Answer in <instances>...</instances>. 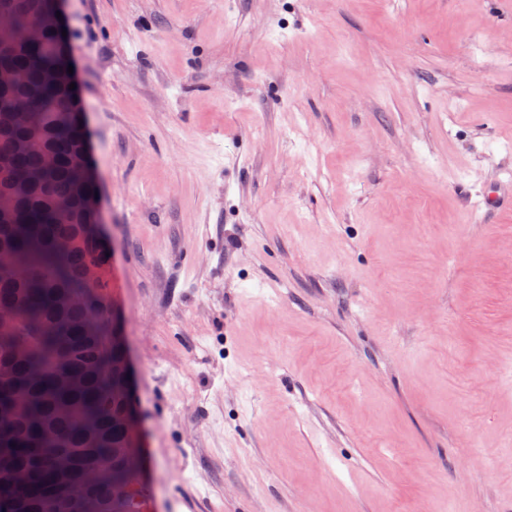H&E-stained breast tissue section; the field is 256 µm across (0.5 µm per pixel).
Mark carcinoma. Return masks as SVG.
<instances>
[{
  "instance_id": "carcinoma-1",
  "label": "carcinoma",
  "mask_w": 512,
  "mask_h": 512,
  "mask_svg": "<svg viewBox=\"0 0 512 512\" xmlns=\"http://www.w3.org/2000/svg\"><path fill=\"white\" fill-rule=\"evenodd\" d=\"M10 24L0 28V67L25 82L0 90V498L12 512H143L142 488L125 465L132 452L114 421L124 402L116 390L122 351L112 339L102 283L84 277L104 266L107 247L93 237L83 201L95 186L77 161L81 109L64 79L55 0H0ZM40 24L43 44L25 39ZM25 123L13 120L17 107ZM72 464L68 475L52 466ZM127 488L121 498L112 488Z\"/></svg>"
}]
</instances>
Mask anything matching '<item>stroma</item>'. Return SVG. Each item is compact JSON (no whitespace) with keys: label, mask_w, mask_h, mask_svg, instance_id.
I'll return each mask as SVG.
<instances>
[{"label":"stroma","mask_w":512,"mask_h":512,"mask_svg":"<svg viewBox=\"0 0 512 512\" xmlns=\"http://www.w3.org/2000/svg\"><path fill=\"white\" fill-rule=\"evenodd\" d=\"M65 11L146 512H512V11ZM125 394L126 399L128 401V408L129 412L127 414V429H128V435L130 437V440L133 442V446L135 448H143L142 441H141V435L138 427L137 417L135 414L134 409L130 405L129 396H130V390H131V372H130V366L129 361L125 357Z\"/></svg>","instance_id":"stroma-1"}]
</instances>
